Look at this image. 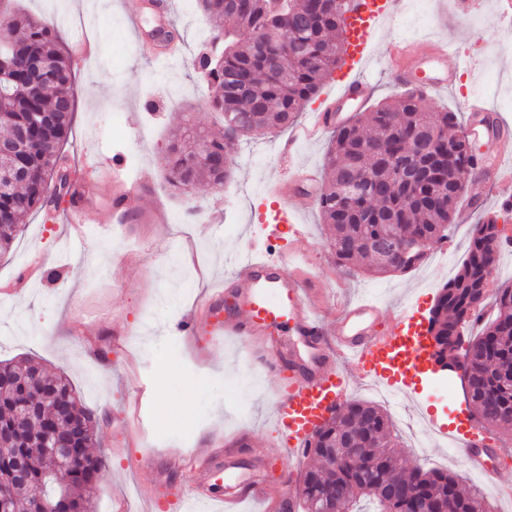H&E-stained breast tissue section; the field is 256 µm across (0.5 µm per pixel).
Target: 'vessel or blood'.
<instances>
[{"instance_id": "1", "label": "vessel or blood", "mask_w": 512, "mask_h": 512, "mask_svg": "<svg viewBox=\"0 0 512 512\" xmlns=\"http://www.w3.org/2000/svg\"><path fill=\"white\" fill-rule=\"evenodd\" d=\"M402 0H356V7L346 15L342 27L344 54L334 72L338 102L354 101L364 97L371 82L363 67L372 58L373 39L379 28L391 20L401 9ZM418 56L421 63L430 65L433 77L430 85L436 90L450 88V74L445 66L448 45L444 42L427 46L391 41L381 57L390 69L393 80L400 85L413 83L408 65L410 56ZM333 107L322 112L309 113L307 120L294 128L281 143L278 166L283 172H296L294 189L315 183L316 177L296 163L297 147L322 136L333 127L345 123ZM470 120L467 132L473 136L494 135L499 150L484 165L489 181L507 182L512 175L504 172L501 159L512 154V137L505 129L488 132L482 124L487 108L482 99L468 104ZM98 181L96 167H88L79 178L74 193L76 202L65 212V221L71 224L73 241L82 238L81 229L87 222L84 202L89 199ZM152 186L147 179L130 181L125 173L122 157L112 160V205L104 209L99 223L118 227L123 223L158 224L167 214L159 207L144 208L140 202L148 196ZM323 293L315 289L302 270L283 274L275 259L253 252L239 255L234 271L223 283L210 289L200 307L206 310V322L196 316L183 319L178 328L183 336L199 341L207 336L219 340L235 338L243 353L248 354L259 369L278 375L286 358L300 357L299 376L289 377L287 383L276 386L274 423L275 438L271 451L276 455L288 454L291 447L300 445L331 413L345 402L351 380L372 378L405 396H414L416 384L409 376L408 356L426 359L430 356L427 345L418 341L414 327L416 310L404 307L383 313L380 304L362 299L342 304L336 313V335L326 341L320 306ZM433 432L451 434L461 448L471 471L480 473L485 480L496 485L500 496L511 499L512 486L500 484L493 469L484 464L494 439L488 432L478 431L470 420L459 425H433ZM232 455L223 440L212 439L204 454L187 459L171 457L160 460L157 454L144 457L140 472L149 474L146 512H190L199 503H215L222 512H236L238 505L247 502L276 501L281 512H294L296 504L286 490L288 481H281L284 493L273 496L266 483L245 480L231 492H223V480L218 466ZM184 473L186 486L182 491L170 487L168 469Z\"/></svg>"}]
</instances>
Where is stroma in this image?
<instances>
[{
	"label": "stroma",
	"instance_id": "stroma-1",
	"mask_svg": "<svg viewBox=\"0 0 512 512\" xmlns=\"http://www.w3.org/2000/svg\"><path fill=\"white\" fill-rule=\"evenodd\" d=\"M498 0H479L482 30H474L457 12L454 0H428L426 15L406 12L388 21L379 44L444 40L448 63L458 69L448 90L426 88L433 111H452L467 121L464 104L472 85L486 78L484 60L493 57L496 71L512 78V19L503 17ZM173 24L185 54L179 66H167L140 53L126 24L129 14L145 11L144 0H16L33 17L56 24L58 41L68 46L72 31L66 16L96 17L99 55L72 63L75 110L63 146L71 179L79 164L95 160L101 174L88 206L94 221L81 249L70 245L62 217L70 204L33 211L9 253L0 255V361L28 356L49 373L65 374L81 404L98 419L96 455L108 469L91 494L93 512H141L136 460L141 442L180 452V437L189 451L204 452L209 436L231 439L242 427L252 428L249 441L237 446V468L225 471L224 487L255 473L256 459L270 441L275 378L251 368L232 340L213 344L208 365H200L192 346L176 330L183 313L209 286L225 278L242 251L269 246L284 251V271L302 258L324 294L341 290L351 300L370 298L386 309L421 301L428 315L447 273L456 272L467 255L470 230L480 213L499 211L502 194L488 190L481 210L458 212L448 228L455 246L447 270L427 264L408 273L372 275L354 267L337 268L327 241L316 198L306 192L289 197L306 235L295 238L289 225L279 235L271 227L278 200L265 192L277 175L275 146L287 138L284 129L261 131L245 138L233 156V177L224 187L204 181L191 196L168 182L163 156L172 132L192 123L213 136H223L224 119L208 104L209 89L196 61L207 51L214 23L195 0H174ZM122 156L132 178L148 177L155 200L168 213L197 209L191 227L179 224H128L119 232L96 224L98 211L112 198V159ZM57 272L49 281V272ZM92 337L99 358L87 355L82 339ZM450 380L458 378L450 373ZM427 408L445 422L471 409L462 386L451 400L436 396L428 375H421L414 400H402L391 419L397 450L410 465L445 468L472 484L462 454L454 448L429 447L427 456L408 446L415 406Z\"/></svg>",
	"mask_w": 512,
	"mask_h": 512
}]
</instances>
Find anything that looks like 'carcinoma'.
<instances>
[{"label":"carcinoma","mask_w":512,"mask_h":512,"mask_svg":"<svg viewBox=\"0 0 512 512\" xmlns=\"http://www.w3.org/2000/svg\"><path fill=\"white\" fill-rule=\"evenodd\" d=\"M204 13L227 19L222 57L200 62L212 88L210 105L224 115V137L209 138L192 125L171 136L165 154L170 184L185 196L207 178L217 188L231 177L224 155L257 131L293 124L304 104L319 92L343 54L340 29L349 0H197ZM13 40L0 51V128L8 138L24 132L34 150L0 156L1 168L29 173L0 191V252L8 250L23 218L43 206L74 111L71 62L56 47L55 27L29 16L7 13ZM42 58L50 70L31 86L27 62ZM420 88L404 91L392 102L361 112L335 131L317 199L322 223L329 226L330 247L340 267L368 261L373 271L405 272L392 264L390 233L438 242L447 237L456 208L468 188L458 165L469 156L464 138L448 136L457 125L454 112H433ZM45 112L42 123L33 112ZM437 131L427 152L415 151L422 131ZM401 156L419 173L403 180L385 168L384 157ZM501 244L498 216L475 224L468 255L446 282L430 309L429 332L438 355L462 362L468 398L480 423L494 430L512 429V287L494 295L495 317L476 335L463 336L461 325L479 318L485 282L495 267ZM97 435L92 416L79 406L76 391L63 374L49 376L31 358L0 361V487L11 491L12 512H42L61 496L80 512H91L90 496L105 461L89 452ZM397 435L388 414L368 401L341 407L310 436L306 452L324 468L310 467L298 482L301 512L329 509L360 512L365 498L378 512H489L476 490L466 492L455 474L423 471L393 463ZM348 442L364 452L336 465V448Z\"/></svg>","instance_id":"cac0c4a2"}]
</instances>
